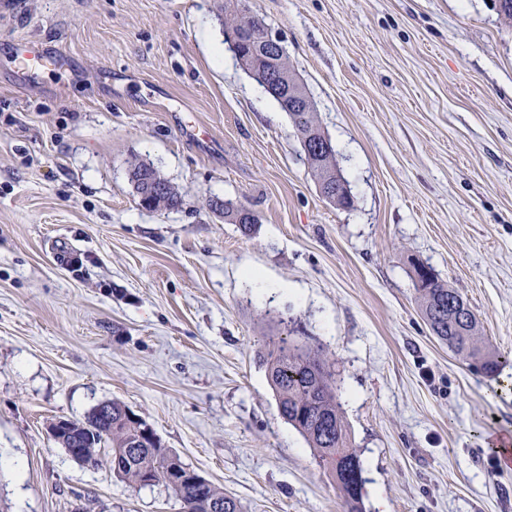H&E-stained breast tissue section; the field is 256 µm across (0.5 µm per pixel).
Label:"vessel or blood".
<instances>
[{"label":"vessel or blood","instance_id":"obj_1","mask_svg":"<svg viewBox=\"0 0 512 512\" xmlns=\"http://www.w3.org/2000/svg\"><path fill=\"white\" fill-rule=\"evenodd\" d=\"M69 58L64 53L37 40H20L14 46L10 68L18 93H26L39 83L46 72H68Z\"/></svg>","mask_w":512,"mask_h":512}]
</instances>
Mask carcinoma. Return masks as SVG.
Segmentation results:
<instances>
[{"mask_svg": "<svg viewBox=\"0 0 512 512\" xmlns=\"http://www.w3.org/2000/svg\"><path fill=\"white\" fill-rule=\"evenodd\" d=\"M267 30L262 18L251 16L247 37L240 45L243 56L263 46ZM253 73V79L288 113L297 132L320 128L316 113L300 107L292 109L287 99L279 97L271 80L270 66L256 67ZM307 161L314 178L324 177L339 187L340 194L332 202L350 206L348 182L336 173L335 152L314 154ZM130 178L139 198L144 185L153 184L156 193L147 195L148 208L177 211L183 207L181 194L153 165L145 161L132 164ZM413 275L422 283L418 289L420 308L433 335L476 367V371L489 377L496 375L509 359L493 345L480 340L477 318L472 310L461 309V295L442 283L428 266H414ZM270 343L272 348L263 356V364L281 416L314 449L319 464L332 472L343 493L347 512H363L360 457L352 446L351 431L344 420L335 371L327 352L319 346L300 345L282 336L270 337ZM105 405L111 407V413L99 418L94 407L85 421L73 426L72 433L59 435L62 447L78 449L77 456L82 463L91 467L107 466L131 485L164 484L188 512H203L207 507L211 512H243L240 502L223 489L208 481L196 483V471L185 468L180 475H174L171 465L182 463L180 457L163 447L159 439H144L147 423L140 417H130L127 405L116 400Z\"/></svg>", "mask_w": 512, "mask_h": 512, "instance_id": "obj_1", "label": "carcinoma"}]
</instances>
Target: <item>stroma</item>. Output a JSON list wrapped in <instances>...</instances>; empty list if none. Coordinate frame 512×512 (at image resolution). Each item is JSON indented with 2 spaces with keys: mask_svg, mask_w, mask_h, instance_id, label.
Masks as SVG:
<instances>
[{
  "mask_svg": "<svg viewBox=\"0 0 512 512\" xmlns=\"http://www.w3.org/2000/svg\"><path fill=\"white\" fill-rule=\"evenodd\" d=\"M16 3L24 25L0 16V506L182 512L52 437L117 400L244 512H345L259 360L281 317L335 361L364 512H512L489 446L512 435V365L492 379L453 355L413 277L430 266L512 355V22L493 0H248L314 101L348 209L228 50L216 0ZM22 38L79 78L18 96ZM136 159L180 210L139 206Z\"/></svg>",
  "mask_w": 512,
  "mask_h": 512,
  "instance_id": "obj_1",
  "label": "stroma"
}]
</instances>
